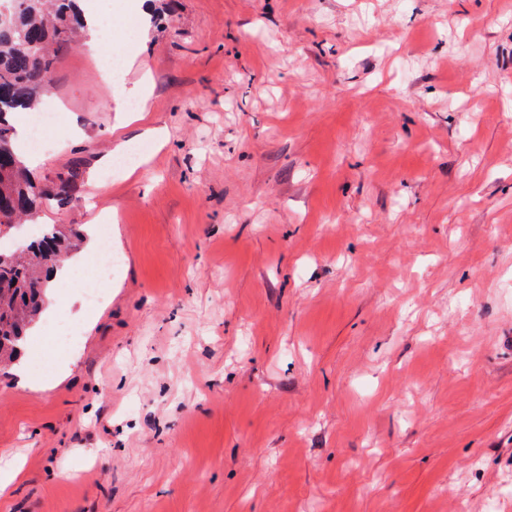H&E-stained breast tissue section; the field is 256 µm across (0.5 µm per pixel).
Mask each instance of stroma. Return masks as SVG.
<instances>
[{
  "label": "stroma",
  "mask_w": 512,
  "mask_h": 512,
  "mask_svg": "<svg viewBox=\"0 0 512 512\" xmlns=\"http://www.w3.org/2000/svg\"><path fill=\"white\" fill-rule=\"evenodd\" d=\"M112 42V87L58 48L32 177L119 266L0 371V512H512V0H152ZM38 130L33 144L40 146L54 139H60L67 134V129L58 120L55 114H40L36 117ZM72 332L65 314L60 312L48 329L47 343L53 350H63L67 346Z\"/></svg>",
  "instance_id": "obj_1"
}]
</instances>
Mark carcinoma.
I'll return each mask as SVG.
<instances>
[{
  "mask_svg": "<svg viewBox=\"0 0 512 512\" xmlns=\"http://www.w3.org/2000/svg\"><path fill=\"white\" fill-rule=\"evenodd\" d=\"M82 27L76 0H23V8L0 27V227L11 229L43 207L70 200L75 175L50 188L32 181L16 151L11 117L51 89L50 48L74 41ZM81 238L54 224L20 255L0 252V366L19 357L27 328L46 303L50 271Z\"/></svg>",
  "mask_w": 512,
  "mask_h": 512,
  "instance_id": "carcinoma-1",
  "label": "carcinoma"
}]
</instances>
